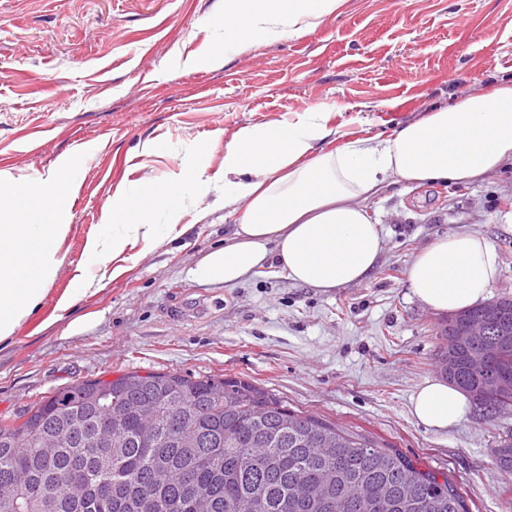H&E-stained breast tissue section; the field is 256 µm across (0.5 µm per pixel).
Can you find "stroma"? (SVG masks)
Here are the masks:
<instances>
[{
  "instance_id": "stroma-1",
  "label": "stroma",
  "mask_w": 512,
  "mask_h": 512,
  "mask_svg": "<svg viewBox=\"0 0 512 512\" xmlns=\"http://www.w3.org/2000/svg\"><path fill=\"white\" fill-rule=\"evenodd\" d=\"M223 41L224 0H0V174L44 176L72 154L81 182L52 293L0 347V419L87 379L232 376L447 472L468 512H512V474L491 457L512 434V409L472 405L445 430L411 414L418 388L441 375L447 316L413 298L406 277L437 236L466 231L496 248L489 298L512 296V161L474 184L388 180L366 203L383 235L374 271L328 292L275 265L234 286L192 280L231 231L200 203L182 218L185 235L76 303L73 315L100 312L94 328L73 334L63 319L39 329L117 190L180 178L206 141L218 172L220 135L246 123L329 108L348 138H386L432 105L511 80L512 0H348L300 37L208 64Z\"/></svg>"
}]
</instances>
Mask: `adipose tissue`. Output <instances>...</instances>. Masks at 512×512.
<instances>
[{
  "instance_id": "1",
  "label": "adipose tissue",
  "mask_w": 512,
  "mask_h": 512,
  "mask_svg": "<svg viewBox=\"0 0 512 512\" xmlns=\"http://www.w3.org/2000/svg\"><path fill=\"white\" fill-rule=\"evenodd\" d=\"M347 0H224V44L248 49L260 40L298 37ZM330 112L307 108L288 120L238 127L224 144L223 178L196 165L180 181L143 179L109 200L100 233L88 238L75 286L61 293L51 321L68 318L79 298L100 292L105 276L119 278L128 248L150 253L183 235L182 213L213 197L234 221L224 247L190 271L208 284L232 285L276 262L293 281L330 290L365 280L382 249V229L363 200L388 178L415 188L438 181L473 183L512 161V82L460 95L435 106L388 138L342 141ZM80 191L71 157L47 175L0 183V343L10 341L41 308L62 260L65 222ZM498 276L486 239L450 232L415 257L407 279L416 300L437 312L485 302ZM468 396L440 379L412 399L418 423L447 429L465 415Z\"/></svg>"
}]
</instances>
